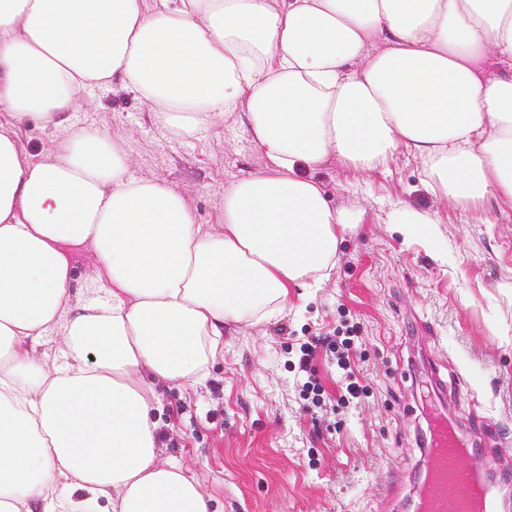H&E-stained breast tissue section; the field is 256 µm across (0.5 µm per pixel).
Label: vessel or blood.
Wrapping results in <instances>:
<instances>
[{
	"instance_id": "1",
	"label": "vessel or blood",
	"mask_w": 512,
	"mask_h": 512,
	"mask_svg": "<svg viewBox=\"0 0 512 512\" xmlns=\"http://www.w3.org/2000/svg\"><path fill=\"white\" fill-rule=\"evenodd\" d=\"M427 456L429 505L421 512H497V495L485 480L493 461L483 449L464 445L446 420H437Z\"/></svg>"
}]
</instances>
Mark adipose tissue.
<instances>
[{"label":"adipose tissue","instance_id":"ef3b65f1","mask_svg":"<svg viewBox=\"0 0 512 512\" xmlns=\"http://www.w3.org/2000/svg\"><path fill=\"white\" fill-rule=\"evenodd\" d=\"M115 78L175 135L243 111L268 166L205 230L108 134L37 161L0 126V512H208L157 460L150 382H202L225 330L319 287L357 221L325 164L403 151L441 199L512 206V0H0V112L54 124ZM390 221L439 247L438 212Z\"/></svg>","mask_w":512,"mask_h":512}]
</instances>
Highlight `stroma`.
I'll use <instances>...</instances> for the list:
<instances>
[{
	"mask_svg": "<svg viewBox=\"0 0 512 512\" xmlns=\"http://www.w3.org/2000/svg\"><path fill=\"white\" fill-rule=\"evenodd\" d=\"M0 124L38 158L53 156L71 129L104 131L131 176L171 186L200 224L222 223L225 188L267 164L242 114L176 136L117 81L82 90L62 124L5 112ZM315 178L359 223L322 287L291 289L282 314L225 333L205 384L157 383L160 460L194 474L212 512H408L426 455L417 385L443 380L438 401L457 434L512 474V209L491 199L478 211L444 205L404 152L371 174L331 163ZM400 201L440 212L441 251L388 223ZM482 210L493 223H480ZM352 326L368 396L338 405L340 373L321 357L323 400L314 404L301 392L299 346Z\"/></svg>",
	"mask_w": 512,
	"mask_h": 512,
	"instance_id": "obj_1",
	"label": "stroma"
}]
</instances>
